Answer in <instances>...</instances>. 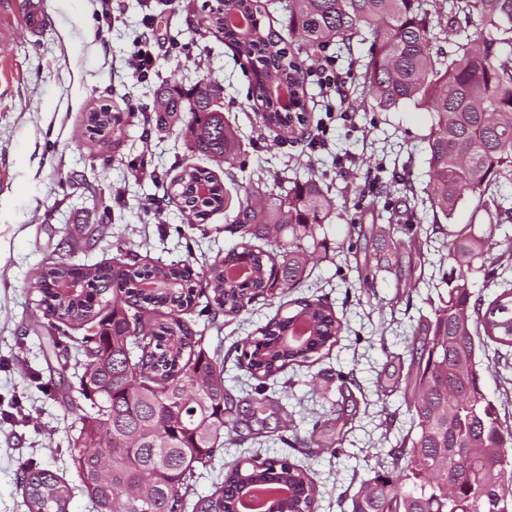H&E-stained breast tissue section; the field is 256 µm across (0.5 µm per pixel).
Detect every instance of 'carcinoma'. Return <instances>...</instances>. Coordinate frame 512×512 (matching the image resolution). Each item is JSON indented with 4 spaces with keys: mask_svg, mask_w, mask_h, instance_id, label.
<instances>
[{
    "mask_svg": "<svg viewBox=\"0 0 512 512\" xmlns=\"http://www.w3.org/2000/svg\"><path fill=\"white\" fill-rule=\"evenodd\" d=\"M251 21L245 34L216 10L213 34L250 65L253 76L272 70L293 88L300 103L297 125L262 96V123L279 135L304 141L312 134L306 109L304 64L290 53L282 31L258 18L255 0H226ZM288 38L308 51L329 44L371 40L363 74L374 107L392 112L411 103L430 113L427 139L429 207L449 220L460 202L478 200L489 223L448 233V288L429 300L430 314L413 333L405 376L411 425L390 450L393 467L372 472L350 498V512H512V428L484 391L479 354L504 357L512 349V247L491 261L504 220L499 185L512 180V0H288ZM448 11L438 30L437 13ZM479 22L476 36L468 34ZM448 42L446 50L440 43ZM224 88L213 79L185 89L167 80L154 90L158 120L185 115L188 152L233 164L238 130L224 121ZM93 131L124 125L121 112L89 113ZM209 185L206 196L195 186ZM169 200L193 215L188 228L224 208V183L210 170L187 165L170 181ZM333 202L319 180H294L276 201L259 208L239 203L234 218L240 242L217 256L202 276L190 262L160 263L120 251L107 262L75 264L61 259L37 279V307L51 331L73 342L81 369L67 404L76 413L69 456L82 493L94 512H237L251 485L290 488L271 512H315L319 486L305 467L286 459L246 457L231 463L205 495L193 492L196 471L211 465L229 430L225 419V359L205 346L204 331L187 315L205 299L208 323L239 316L259 296L300 288L324 259L320 249ZM288 230V242H273ZM265 241L272 249L255 245ZM480 262L484 280L498 289L485 303L473 298L470 276ZM128 268L116 280L112 266ZM240 347L238 365L258 381L262 396L288 370L328 357L343 324L320 298L287 302ZM82 331L79 337L70 332ZM458 473L448 495L444 474ZM27 512H69L74 488L55 472L26 464L19 475Z\"/></svg>",
    "mask_w": 512,
    "mask_h": 512,
    "instance_id": "1",
    "label": "carcinoma"
}]
</instances>
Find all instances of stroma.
I'll use <instances>...</instances> for the list:
<instances>
[{
	"label": "stroma",
	"mask_w": 512,
	"mask_h": 512,
	"mask_svg": "<svg viewBox=\"0 0 512 512\" xmlns=\"http://www.w3.org/2000/svg\"><path fill=\"white\" fill-rule=\"evenodd\" d=\"M41 2L49 20L41 35L21 28L0 42V512H25L17 480L29 462L64 475L76 489L73 512H91L68 456L74 417L65 397L73 377L55 358L32 289L48 262L66 256L67 238L86 242L78 263L122 249L166 263L187 259L197 269L238 242L228 230L234 198L194 230L176 205L160 203L191 157L179 125L149 122L152 91L164 79L189 87L205 78L223 86L224 118L241 140L234 165L206 163L229 193L245 190L270 203L278 181L313 174L335 201L329 258L297 294L326 298L345 332L319 366L292 373L260 420L252 415L255 383L238 367L234 346L275 316L279 299H256L208 332V348L226 358L236 423L196 490L209 492L225 463L256 452L309 469L322 490L317 512H348L349 496L374 468L390 464V449L409 427L402 393L384 387L448 270L445 237L430 235L433 213L419 199L428 182V112L373 109L350 81L331 117L311 79L307 110L329 131L315 148L279 143L256 110L249 64L209 33L205 0L162 7L112 0L108 19L96 0ZM143 40L156 58L145 79L129 63ZM103 106L133 111L119 138L89 130L87 113ZM425 236L429 246L415 251L413 239ZM367 259L377 266L369 278L357 270ZM332 432L342 435L343 454L318 446V437Z\"/></svg>",
	"instance_id": "stroma-1"
}]
</instances>
